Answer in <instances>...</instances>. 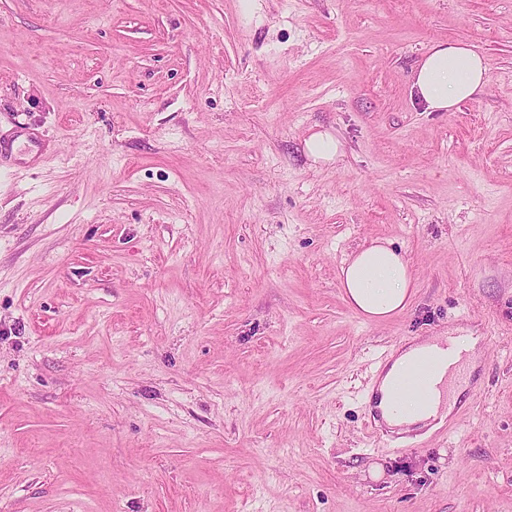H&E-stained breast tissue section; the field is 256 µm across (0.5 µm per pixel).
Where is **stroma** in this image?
I'll list each match as a JSON object with an SVG mask.
<instances>
[{
  "mask_svg": "<svg viewBox=\"0 0 512 512\" xmlns=\"http://www.w3.org/2000/svg\"><path fill=\"white\" fill-rule=\"evenodd\" d=\"M458 41L488 86L425 111ZM0 136V512H512V0H0ZM448 334L479 400L370 447L375 361ZM489 82L480 55L461 43H438L424 57L411 83V95L428 112H447L474 97ZM304 152L313 163H329L337 160L343 153V143L329 131L311 133L304 142ZM341 286L351 308L372 321L403 311L413 293L409 263L389 242L372 240L341 267Z\"/></svg>",
  "mask_w": 512,
  "mask_h": 512,
  "instance_id": "35a3bbf8",
  "label": "stroma"
}]
</instances>
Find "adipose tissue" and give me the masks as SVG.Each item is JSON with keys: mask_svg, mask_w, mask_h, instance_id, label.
Masks as SVG:
<instances>
[{"mask_svg": "<svg viewBox=\"0 0 512 512\" xmlns=\"http://www.w3.org/2000/svg\"><path fill=\"white\" fill-rule=\"evenodd\" d=\"M489 82L480 55L461 43H439L424 57L411 83V93L426 111L446 112L474 97ZM341 286L351 308L379 321L403 311L414 280L403 254L389 242L373 240L361 246L341 268ZM479 339L468 336L455 356L436 370L428 392L394 396L395 382L431 356L432 345L415 341L392 354L376 386V406L391 427H413L444 420L465 390L467 370L473 369Z\"/></svg>", "mask_w": 512, "mask_h": 512, "instance_id": "obj_1", "label": "adipose tissue"}]
</instances>
